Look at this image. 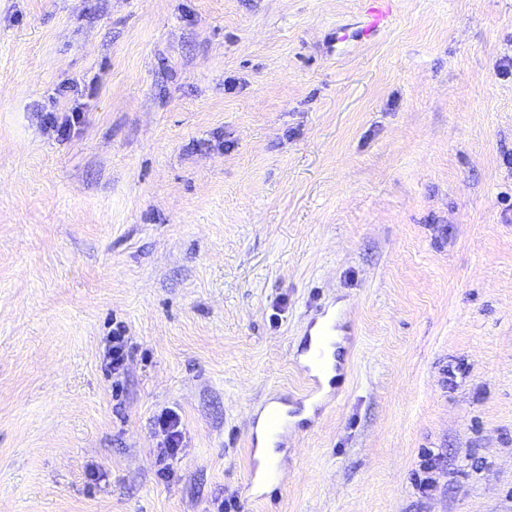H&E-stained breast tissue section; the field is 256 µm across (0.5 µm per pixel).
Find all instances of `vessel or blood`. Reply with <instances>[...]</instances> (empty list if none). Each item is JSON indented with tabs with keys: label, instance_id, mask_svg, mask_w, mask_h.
Masks as SVG:
<instances>
[{
	"label": "vessel or blood",
	"instance_id": "vessel-or-blood-1",
	"mask_svg": "<svg viewBox=\"0 0 512 512\" xmlns=\"http://www.w3.org/2000/svg\"><path fill=\"white\" fill-rule=\"evenodd\" d=\"M346 324L345 314L335 307L327 306L308 322L307 335L316 337L318 345L334 343L337 332ZM297 369L305 380L304 400H316L324 389L322 359L306 358L297 362ZM290 404L287 397L276 394L268 398L253 414L250 422V471L247 489L252 496L263 499L270 495L280 483L265 457L261 453V440L274 434L278 441H285L288 430Z\"/></svg>",
	"mask_w": 512,
	"mask_h": 512
}]
</instances>
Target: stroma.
<instances>
[{
    "instance_id": "obj_1",
    "label": "stroma",
    "mask_w": 512,
    "mask_h": 512,
    "mask_svg": "<svg viewBox=\"0 0 512 512\" xmlns=\"http://www.w3.org/2000/svg\"><path fill=\"white\" fill-rule=\"evenodd\" d=\"M373 5L0 0V512H512V0ZM317 314L308 322L305 336H312L313 349L315 344V337L317 336V343L319 346L327 344L335 345L340 342L337 332L342 331L348 322L345 319V314L342 309L336 311V306H326L319 308ZM336 337V343H334ZM127 343L125 330L116 329L112 332V345L109 347L106 363L112 375H120L125 368L128 359ZM339 349V346H327L324 352V360L327 363V373L325 376V385L327 389H330V380L335 378L337 375L333 371V364L335 363L334 353ZM325 362L322 360V353L317 359H311L309 357L298 361L296 367L300 372V375L304 378L306 389L304 395L299 398L296 405L301 406L305 401L316 400L324 389L323 381V369ZM293 406L288 402V397L276 394L268 398L261 407L253 414L250 422V471L247 489L252 496L263 499L270 495L280 484V476L276 475L267 460L262 455L261 439L273 433L280 443L285 447V440L288 435L289 407ZM267 448H263L268 461L278 462V453L274 448V440L265 442ZM159 426L167 433V444L168 447L166 454L173 453L177 447L181 431V420L179 415L172 410L162 412L157 418Z\"/></svg>"
}]
</instances>
